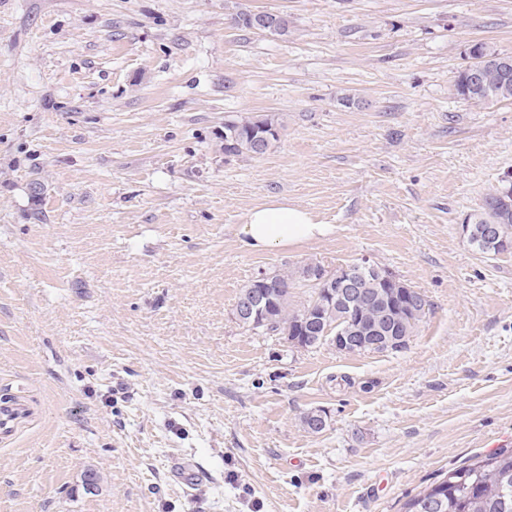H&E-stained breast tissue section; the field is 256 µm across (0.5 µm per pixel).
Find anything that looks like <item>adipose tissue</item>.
Returning <instances> with one entry per match:
<instances>
[{
  "label": "adipose tissue",
  "mask_w": 512,
  "mask_h": 512,
  "mask_svg": "<svg viewBox=\"0 0 512 512\" xmlns=\"http://www.w3.org/2000/svg\"><path fill=\"white\" fill-rule=\"evenodd\" d=\"M334 225L319 223L309 210L273 197L250 208L237 228L240 243L254 253L299 247L327 238Z\"/></svg>",
  "instance_id": "adipose-tissue-1"
}]
</instances>
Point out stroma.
<instances>
[{"label": "stroma", "instance_id": "stroma-1", "mask_svg": "<svg viewBox=\"0 0 512 512\" xmlns=\"http://www.w3.org/2000/svg\"><path fill=\"white\" fill-rule=\"evenodd\" d=\"M476 42L512 55V0H0V405L28 408L0 512H400L512 448V252L459 233L512 172V100L449 90ZM269 112L274 148L224 154ZM272 197L335 233L247 251ZM310 260L420 292L406 347L239 326L244 285ZM284 127L283 121L275 114L233 120L224 125V138L220 147L225 155H264L280 141ZM261 134L268 136L260 139Z\"/></svg>", "mask_w": 512, "mask_h": 512}]
</instances>
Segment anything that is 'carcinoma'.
Here are the masks:
<instances>
[{"label":"carcinoma","instance_id":"obj_1","mask_svg":"<svg viewBox=\"0 0 512 512\" xmlns=\"http://www.w3.org/2000/svg\"><path fill=\"white\" fill-rule=\"evenodd\" d=\"M232 24L244 31L254 28L255 12L240 8L231 15ZM284 130L275 114H265L224 125V154L260 156L270 151ZM473 224H496L512 239V207L501 211L500 191L488 193L479 210L470 215ZM307 264L276 273L278 289L266 308L270 316L267 331L278 336H296L299 323L314 319L319 329L347 324L346 306L329 302L317 289H308L297 298L293 289L299 285ZM371 298L358 305L357 314L367 328L390 337L381 351H397L406 346L423 314L390 306V289L369 281ZM401 512H512V448H501L471 464L452 470L442 479L424 487L409 498Z\"/></svg>","mask_w":512,"mask_h":512}]
</instances>
